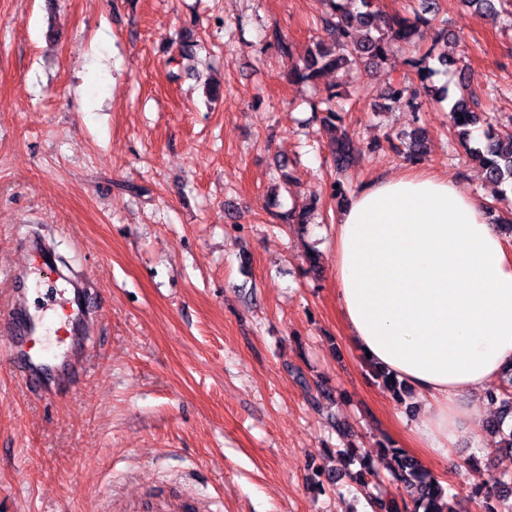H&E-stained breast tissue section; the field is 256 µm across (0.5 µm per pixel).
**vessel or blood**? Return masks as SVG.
<instances>
[{
	"label": "vessel or blood",
	"mask_w": 512,
	"mask_h": 512,
	"mask_svg": "<svg viewBox=\"0 0 512 512\" xmlns=\"http://www.w3.org/2000/svg\"><path fill=\"white\" fill-rule=\"evenodd\" d=\"M37 294L39 306L34 313L20 310L12 302L0 305V355L7 358L12 371L28 391L47 398L51 392L44 386L46 365L39 355L20 352L19 346L42 329L45 315L50 311L58 319L54 329L57 337L70 335L74 326H87L89 303L83 291L76 289L67 294L51 283L39 288Z\"/></svg>",
	"instance_id": "b4317fda"
}]
</instances>
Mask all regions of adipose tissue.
I'll return each mask as SVG.
<instances>
[{
	"instance_id": "1",
	"label": "adipose tissue",
	"mask_w": 512,
	"mask_h": 512,
	"mask_svg": "<svg viewBox=\"0 0 512 512\" xmlns=\"http://www.w3.org/2000/svg\"><path fill=\"white\" fill-rule=\"evenodd\" d=\"M333 274L350 343L417 397V447L480 443L478 399L512 367V241L483 203L424 173L371 183L339 216Z\"/></svg>"
}]
</instances>
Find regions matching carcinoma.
<instances>
[{
	"label": "carcinoma",
	"mask_w": 512,
	"mask_h": 512,
	"mask_svg": "<svg viewBox=\"0 0 512 512\" xmlns=\"http://www.w3.org/2000/svg\"><path fill=\"white\" fill-rule=\"evenodd\" d=\"M327 9L319 18L324 37L313 42L302 64L289 74L288 81L312 83L328 72H336L347 67L370 68L388 60L394 47L401 44L417 47L420 17L411 20L400 16H387L374 9L373 0H361L363 10L351 11L340 0H325ZM480 19L497 18L498 5L502 0H463ZM388 100L401 103L415 110L417 90L413 81L404 77L391 86ZM335 94L328 95L323 104L326 115L321 117V125L328 139V151L331 155L336 174L343 175L355 164L354 145L351 137L345 133H336V123L342 122L341 115L332 108ZM452 128L461 141L470 139L472 128L480 123L488 127L480 146L470 148V153L478 159L487 181L495 184L512 183V131L493 128L496 117L472 111L469 98L461 95L448 103ZM391 150L404 155L409 161L416 160L424 153L426 137L421 130L413 133L410 140L401 144L388 140ZM274 218L297 225L300 233L307 231L310 224V211L291 210L276 214ZM384 385L400 402L403 396V384L385 370L375 372ZM488 401L499 405L500 415L486 423L487 432L500 437V447L512 450V428H504V419L512 417V368L502 379L501 384L491 389ZM346 464L358 463L359 469L350 473L351 481L357 490L367 495L374 512H454L450 496L438 479L424 469L415 460L407 456L400 448L381 445L379 459L386 463L388 484L396 486L400 498L390 494L375 496L370 494L369 486L378 477L376 460L371 457H359L354 450L339 451ZM488 498L482 502V512H512V505L501 496L486 491Z\"/></svg>",
	"instance_id": "cac0c4a2"
}]
</instances>
